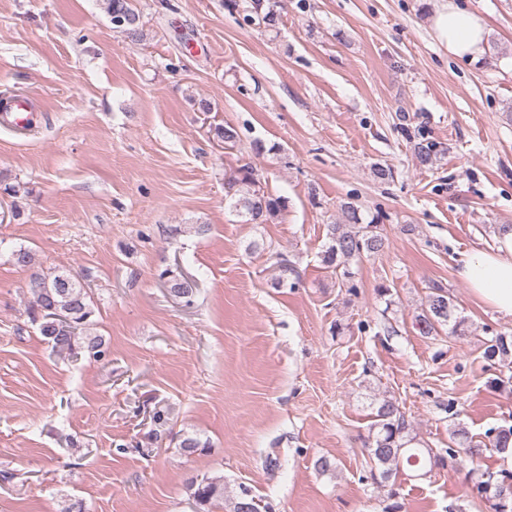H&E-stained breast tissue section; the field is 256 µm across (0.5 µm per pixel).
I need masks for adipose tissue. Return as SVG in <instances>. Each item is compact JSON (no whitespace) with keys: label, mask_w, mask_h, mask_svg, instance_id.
I'll use <instances>...</instances> for the list:
<instances>
[{"label":"adipose tissue","mask_w":512,"mask_h":512,"mask_svg":"<svg viewBox=\"0 0 512 512\" xmlns=\"http://www.w3.org/2000/svg\"><path fill=\"white\" fill-rule=\"evenodd\" d=\"M433 30L453 57L474 61L486 51L484 19L460 9L454 0H448L443 9L436 12ZM457 275L484 306L512 317V226L499 228L494 249L468 255Z\"/></svg>","instance_id":"adipose-tissue-1"}]
</instances>
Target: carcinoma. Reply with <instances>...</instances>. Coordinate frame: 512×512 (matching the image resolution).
Returning a JSON list of instances; mask_svg holds the SVG:
<instances>
[{
  "label": "carcinoma",
  "mask_w": 512,
  "mask_h": 512,
  "mask_svg": "<svg viewBox=\"0 0 512 512\" xmlns=\"http://www.w3.org/2000/svg\"><path fill=\"white\" fill-rule=\"evenodd\" d=\"M104 9L112 24L124 21L120 26L128 38L139 41L143 37L140 14L130 0H102ZM255 20L269 30L281 23L276 11L263 8L262 0H253ZM214 135L230 147L239 141L235 127L218 124ZM440 155L437 145L429 143L417 147L416 158L420 166L431 167ZM228 196L231 207L244 218L247 224H270L285 208V200L264 190L254 168L249 164L240 166L235 175L228 178ZM343 220L327 225L330 245L325 251L323 262L326 267L340 277L341 285L352 291L354 272L353 261L363 255L377 254L383 250L385 237L378 224V218H364L361 210L352 203L341 205ZM278 277L273 286L280 288L290 279H298L299 273L289 259L278 258ZM170 291L177 296L188 298L193 295L192 283L184 278L169 277ZM31 296L29 315L39 323V332L51 347L59 352L81 349L90 358L100 360L106 350L102 339L97 336L81 338L77 331L92 325L95 315L93 302L88 298L79 279L69 271L34 272L27 284ZM421 335L434 336L438 329L451 326V333L466 335L464 320L457 316L455 306L448 298V292L439 285L431 287L425 308L416 319ZM512 354V336L497 333L485 342L484 357L490 361ZM372 423L369 427L365 448L373 462L370 477L374 483L388 488L386 512H401L402 505L396 501V477L403 469L430 472L435 466H447V461L460 457L470 463L468 478L477 496L488 504L491 512H512V472L498 473L480 469L479 462L487 450L494 448L499 453H507L512 441V425H503L489 430L484 440H473L463 429L451 431L454 446L448 447L446 455L423 446L417 438L411 423L404 413L388 396L378 397L371 403ZM196 505L206 512L224 510V479L215 477L200 482L192 481L187 486Z\"/></svg>",
  "instance_id": "carcinoma-1"
}]
</instances>
